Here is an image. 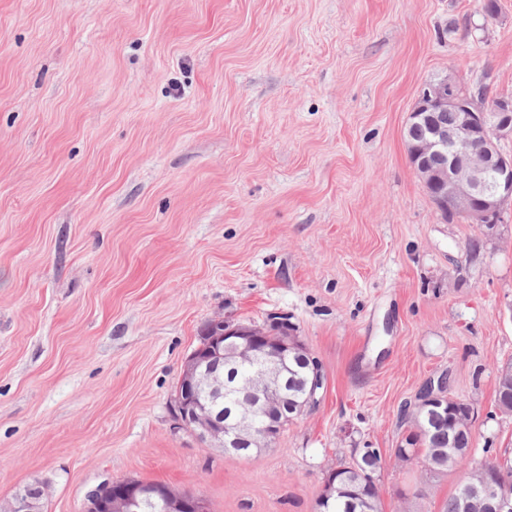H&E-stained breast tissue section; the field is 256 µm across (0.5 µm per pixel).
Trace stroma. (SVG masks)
<instances>
[{
    "label": "stroma",
    "mask_w": 512,
    "mask_h": 512,
    "mask_svg": "<svg viewBox=\"0 0 512 512\" xmlns=\"http://www.w3.org/2000/svg\"><path fill=\"white\" fill-rule=\"evenodd\" d=\"M498 4L0 0V503L82 512L134 478L212 512H319L374 448L382 512H441L458 471L392 450L444 373L472 456L512 458V204L489 235L444 218L404 137L441 78L512 97ZM221 317L286 318L323 374L248 458L175 419ZM495 404L501 413H512V363H505L499 370ZM34 493H39V490L31 489ZM40 496L32 495L27 488L17 491L6 510L1 512H42V503L40 502Z\"/></svg>",
    "instance_id": "1"
}]
</instances>
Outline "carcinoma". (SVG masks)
<instances>
[{"label": "carcinoma", "mask_w": 512, "mask_h": 512, "mask_svg": "<svg viewBox=\"0 0 512 512\" xmlns=\"http://www.w3.org/2000/svg\"><path fill=\"white\" fill-rule=\"evenodd\" d=\"M288 399L299 402L306 393L309 366L302 352L288 353ZM495 404L502 413H512V363L501 366L497 379ZM473 415H466L448 399V409L436 410L425 400H420L412 420V430L405 444L394 449V456L401 460L421 459L431 472L459 470L463 478L455 494L444 504L442 512H489L486 499L473 495L463 499L464 490L480 484L488 470L496 473L499 492L512 504V459L487 455L480 460L469 456L471 448V422ZM381 462L379 451L368 448L348 466L329 473L335 483L343 484L336 494L321 498V512H381L380 494L372 474Z\"/></svg>", "instance_id": "obj_1"}]
</instances>
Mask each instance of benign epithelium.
<instances>
[{"mask_svg": "<svg viewBox=\"0 0 512 512\" xmlns=\"http://www.w3.org/2000/svg\"><path fill=\"white\" fill-rule=\"evenodd\" d=\"M426 112H455L458 119L452 126L431 119L426 137L408 144L414 170L440 210L460 212L483 226L485 233L492 232L502 205L512 201V158L498 146L502 138L512 136V99L500 98L489 110L479 108L465 89L445 77L420 91L408 126L416 125ZM300 346L286 331L277 335L224 318L210 322L184 365L177 396L181 425L198 432L203 441L218 444L227 456L243 440L252 448L271 447L287 400L285 359L289 349ZM224 358L231 370L246 374L245 382L225 381L215 373L212 362ZM448 384L445 374L427 380L424 388L439 401ZM241 392L249 398L247 407L228 417L217 410L220 399ZM481 489L494 500L493 512L512 506L498 498L493 476L485 478ZM145 505L161 512H210L201 495L132 478L98 487L83 512H140ZM4 512H42V503L24 488Z\"/></svg>", "mask_w": 512, "mask_h": 512, "instance_id": "benign-epithelium-1", "label": "benign epithelium"}]
</instances>
